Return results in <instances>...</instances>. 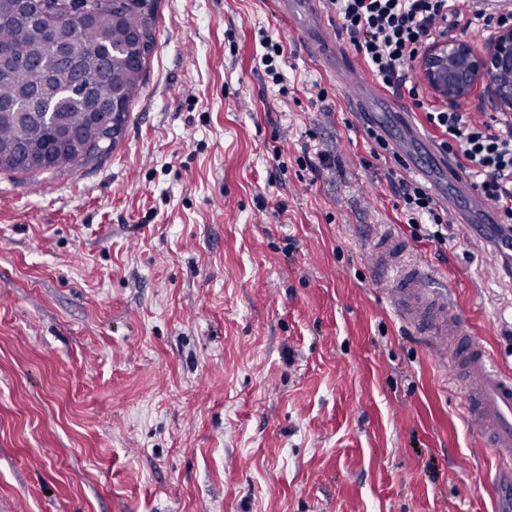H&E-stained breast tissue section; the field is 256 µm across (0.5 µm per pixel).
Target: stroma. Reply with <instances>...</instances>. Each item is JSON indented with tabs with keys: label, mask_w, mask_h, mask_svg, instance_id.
Returning <instances> with one entry per match:
<instances>
[{
	"label": "stroma",
	"mask_w": 512,
	"mask_h": 512,
	"mask_svg": "<svg viewBox=\"0 0 512 512\" xmlns=\"http://www.w3.org/2000/svg\"><path fill=\"white\" fill-rule=\"evenodd\" d=\"M397 169L274 0H157L112 154L0 173V512H495L464 383L371 245L401 237L510 370L512 265L469 224L415 239ZM260 45L263 53L260 55L259 63L264 66L265 73L271 77L274 85L282 84V76L279 71V61L283 58V47L280 41L273 39L272 35L262 32Z\"/></svg>",
	"instance_id": "stroma-1"
}]
</instances>
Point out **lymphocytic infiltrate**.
<instances>
[{"label":"lymphocytic infiltrate","mask_w":512,"mask_h":512,"mask_svg":"<svg viewBox=\"0 0 512 512\" xmlns=\"http://www.w3.org/2000/svg\"><path fill=\"white\" fill-rule=\"evenodd\" d=\"M356 52L379 84L410 86V70L419 50L438 34L458 26L484 31L512 22V10L478 6L475 0H328ZM428 122L445 134L443 147L461 154L474 187L496 204L500 221L512 223V119L492 117L474 123L463 113L439 109ZM393 187L403 202V213L413 230H425L428 239L447 241L448 213L417 182L398 179Z\"/></svg>","instance_id":"f902f5d3"}]
</instances>
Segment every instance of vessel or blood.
Here are the masks:
<instances>
[{
    "instance_id": "b4317fda",
    "label": "vessel or blood",
    "mask_w": 512,
    "mask_h": 512,
    "mask_svg": "<svg viewBox=\"0 0 512 512\" xmlns=\"http://www.w3.org/2000/svg\"><path fill=\"white\" fill-rule=\"evenodd\" d=\"M279 13L300 20L305 52L322 69L352 89L350 102L362 122L383 131L396 159L410 172L438 178V199L454 208L466 197L468 209L456 214L457 223L480 221L482 233L504 253L512 252V233H503L491 209L475 195L468 179L421 132L411 113L378 95L365 84L358 70L347 68L343 57L326 40L321 0H276ZM374 264L387 301L396 315L415 333L430 337L441 353V363L467 386L464 407L471 427L493 456L498 472L512 473V372L502 369L494 354L474 340L454 313L447 288L432 285L419 264L405 259V250L392 232L378 234L372 243Z\"/></svg>"
}]
</instances>
